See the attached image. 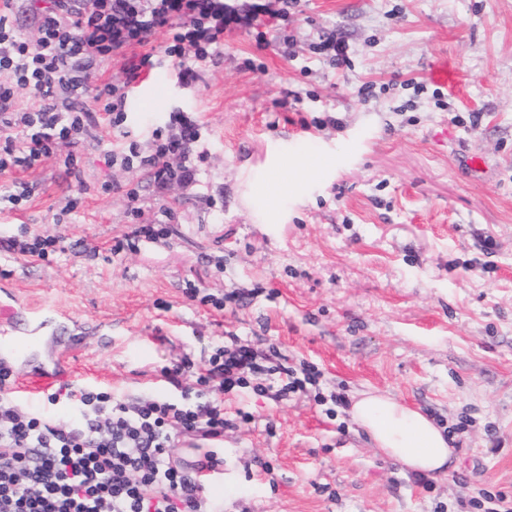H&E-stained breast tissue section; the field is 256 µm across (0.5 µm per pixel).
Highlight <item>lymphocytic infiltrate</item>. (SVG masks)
<instances>
[{"mask_svg":"<svg viewBox=\"0 0 512 512\" xmlns=\"http://www.w3.org/2000/svg\"><path fill=\"white\" fill-rule=\"evenodd\" d=\"M18 0H0V173L28 171L43 160L62 157L72 175L80 168L73 146L98 141L100 126L122 128L132 81L149 66L144 48L165 30V56L182 80L196 79L199 67L220 54L226 22L238 12L225 0H25L37 22L36 38L16 24ZM142 48L127 62L120 82L90 83L116 57ZM28 102H21L20 91ZM100 109L85 106V98ZM200 126L181 112L171 113L167 130H153L149 152L137 141L106 151L109 165L147 171L158 193L196 180L194 161ZM68 153H61V146ZM136 223L116 250L167 239L170 227L142 223L137 189L125 193ZM13 254L40 261L66 253V237L46 229L0 242ZM177 397H117L89 387L51 393L47 401H67L79 416L60 422L43 412L0 398V512H209L200 474L217 470L216 451L189 467L172 448L176 438L223 436L224 396L247 387L251 378H277L275 398L305 395L314 373L297 375L282 360L232 340L216 346L207 362L181 357L163 367Z\"/></svg>","mask_w":512,"mask_h":512,"instance_id":"obj_1","label":"lymphocytic infiltrate"}]
</instances>
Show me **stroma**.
<instances>
[{"label": "stroma", "instance_id": "35a3bbf8", "mask_svg": "<svg viewBox=\"0 0 512 512\" xmlns=\"http://www.w3.org/2000/svg\"><path fill=\"white\" fill-rule=\"evenodd\" d=\"M233 4L244 19L195 81L161 61L130 92L125 131L141 149L170 113L199 119L197 184L158 197L92 147L79 152L87 195L53 158L0 174L33 187L0 231L58 227L99 248L49 263L0 251V286L72 312L57 350L76 344L89 385L116 395H173L161 368L203 362L234 334L319 371V393L392 395L450 439L449 466L422 477L380 455L347 408L241 389L224 397L214 512H500L512 502V0ZM333 32L345 62L319 49ZM474 152L484 170L469 168ZM130 188L144 220L172 209L173 233L116 253ZM70 199L71 223L55 225ZM190 287L249 300L218 311Z\"/></svg>", "mask_w": 512, "mask_h": 512}]
</instances>
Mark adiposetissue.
I'll use <instances>...</instances> for the list:
<instances>
[{
	"instance_id": "1",
	"label": "adipose tissue",
	"mask_w": 512,
	"mask_h": 512,
	"mask_svg": "<svg viewBox=\"0 0 512 512\" xmlns=\"http://www.w3.org/2000/svg\"><path fill=\"white\" fill-rule=\"evenodd\" d=\"M352 416L369 432L381 454L413 471L430 475L451 459L442 429L391 396L362 394L353 404Z\"/></svg>"
}]
</instances>
